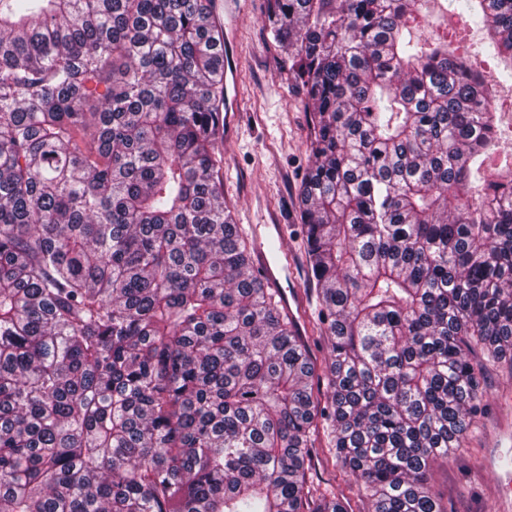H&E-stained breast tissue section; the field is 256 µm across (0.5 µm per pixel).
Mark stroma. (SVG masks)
I'll return each instance as SVG.
<instances>
[{
	"instance_id": "35a3bbf8",
	"label": "stroma",
	"mask_w": 512,
	"mask_h": 512,
	"mask_svg": "<svg viewBox=\"0 0 512 512\" xmlns=\"http://www.w3.org/2000/svg\"><path fill=\"white\" fill-rule=\"evenodd\" d=\"M244 8L227 27L224 57L230 66L224 101L236 114L224 136V201L236 223L284 224L286 247L296 268L288 288L299 289L305 336L317 365L329 344L312 325L316 295L307 285L297 207L298 189L312 165L309 115L291 89L286 55L266 26V0H241ZM487 406L455 454L437 459L429 483L445 512H496L499 496L512 497V373L486 372ZM315 486L346 498L350 512H368L361 487L349 481L328 451L311 463Z\"/></svg>"
}]
</instances>
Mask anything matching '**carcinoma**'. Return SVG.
Masks as SVG:
<instances>
[{
  "label": "carcinoma",
  "mask_w": 512,
  "mask_h": 512,
  "mask_svg": "<svg viewBox=\"0 0 512 512\" xmlns=\"http://www.w3.org/2000/svg\"><path fill=\"white\" fill-rule=\"evenodd\" d=\"M430 0H267L312 113L325 392L224 206L213 0H0V512H443L486 360L512 372V153ZM512 83V0H463ZM310 480L322 491L341 493L346 497L347 507L353 512H368L370 503L364 496L361 487L348 477L336 466V461L326 448L320 451L317 458L311 463L308 472Z\"/></svg>",
  "instance_id": "cac0c4a2"
}]
</instances>
